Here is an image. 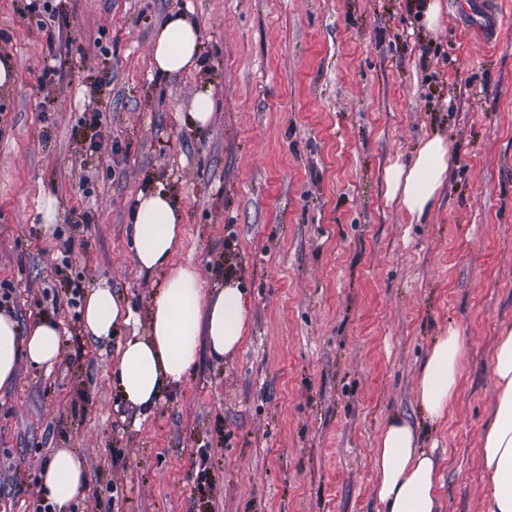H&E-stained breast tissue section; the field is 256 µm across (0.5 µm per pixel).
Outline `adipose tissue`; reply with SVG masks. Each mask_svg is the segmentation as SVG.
Wrapping results in <instances>:
<instances>
[{
  "label": "adipose tissue",
  "mask_w": 512,
  "mask_h": 512,
  "mask_svg": "<svg viewBox=\"0 0 512 512\" xmlns=\"http://www.w3.org/2000/svg\"><path fill=\"white\" fill-rule=\"evenodd\" d=\"M158 71L176 76L196 67L200 33L184 14H171L151 43ZM455 151L446 136L425 139L415 159L391 165L385 177V195L398 201L412 220H420L445 185ZM133 259L140 272H164L143 331L127 338L117 350L111 373L126 405L146 417L164 392L178 386L197 361L200 346L222 359L234 354L246 336L248 308L233 279L222 287L204 288L198 272L176 264L182 242L181 216L163 190L137 196L130 225ZM87 334L110 340L119 325L134 322L130 307L111 288H90L82 314ZM61 351L57 324L48 319L20 327L15 316L0 311V389L10 386L22 361L53 367ZM463 345L456 329L437 337L421 370L417 400L427 416L443 419L461 381ZM493 374L496 410L486 427L480 450L485 481L484 512H512V326L498 337ZM377 476L375 496L384 512H441L439 463L423 449L417 429L406 419L388 420L374 449ZM88 484L81 455L71 448L54 451L41 469L38 490L63 507L83 494Z\"/></svg>",
  "instance_id": "1"
}]
</instances>
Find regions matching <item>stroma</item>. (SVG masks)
Here are the masks:
<instances>
[{
    "label": "stroma",
    "instance_id": "obj_1",
    "mask_svg": "<svg viewBox=\"0 0 512 512\" xmlns=\"http://www.w3.org/2000/svg\"><path fill=\"white\" fill-rule=\"evenodd\" d=\"M28 2L0 0L16 72L0 91V282L21 325L59 324L62 351L0 389V512H37L59 448L89 471L64 512H377L374 447L395 415L439 460L442 512H484L493 351L512 325V0L492 45L448 0L434 30L428 0ZM177 12L201 56L171 77L150 45ZM436 132L456 154L417 223L385 174ZM160 187L182 216L176 262L208 288L239 280L251 323L224 361L200 347L138 423L109 367L163 280L138 272L128 234L137 195ZM66 278L109 285L137 323L93 339ZM452 328L460 387L431 422L417 381ZM190 117L199 127H205L212 118V92L209 88L199 89L193 98Z\"/></svg>",
    "mask_w": 512,
    "mask_h": 512
}]
</instances>
